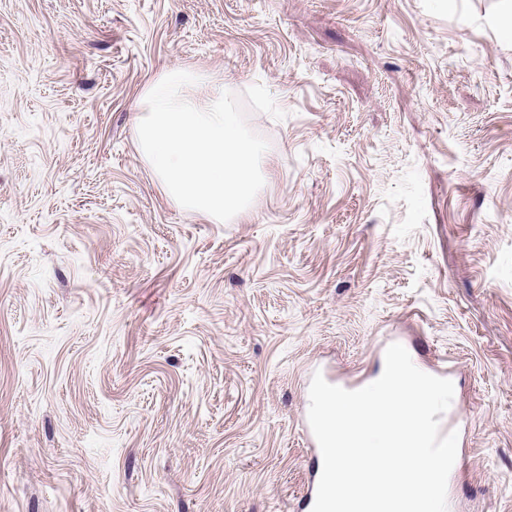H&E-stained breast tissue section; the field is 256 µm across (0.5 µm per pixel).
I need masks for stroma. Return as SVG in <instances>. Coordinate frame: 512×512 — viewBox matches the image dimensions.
<instances>
[{
    "mask_svg": "<svg viewBox=\"0 0 512 512\" xmlns=\"http://www.w3.org/2000/svg\"><path fill=\"white\" fill-rule=\"evenodd\" d=\"M173 69L286 113L230 221L139 148ZM393 343L512 512V0H0V512H285Z\"/></svg>",
    "mask_w": 512,
    "mask_h": 512,
    "instance_id": "obj_1",
    "label": "stroma"
}]
</instances>
